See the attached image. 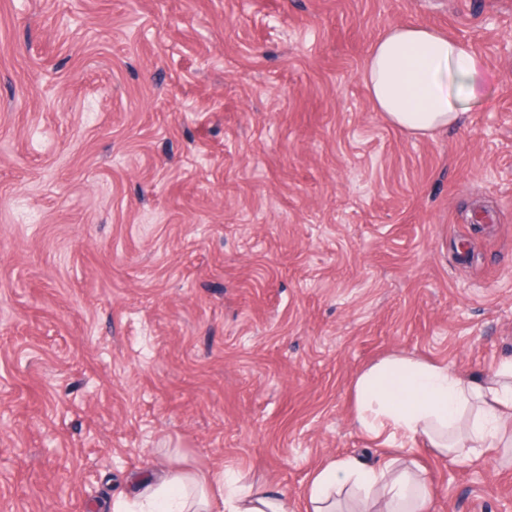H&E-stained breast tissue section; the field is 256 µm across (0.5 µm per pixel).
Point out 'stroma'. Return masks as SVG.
<instances>
[{
	"mask_svg": "<svg viewBox=\"0 0 512 512\" xmlns=\"http://www.w3.org/2000/svg\"><path fill=\"white\" fill-rule=\"evenodd\" d=\"M485 64L432 138L361 79L391 27ZM512 356V0H0V512L232 471L307 512L381 461L352 383ZM430 512H512V447L419 445Z\"/></svg>",
	"mask_w": 512,
	"mask_h": 512,
	"instance_id": "stroma-1",
	"label": "stroma"
}]
</instances>
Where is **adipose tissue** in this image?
<instances>
[{"mask_svg": "<svg viewBox=\"0 0 512 512\" xmlns=\"http://www.w3.org/2000/svg\"><path fill=\"white\" fill-rule=\"evenodd\" d=\"M484 64L463 40L416 25L388 30L372 46L362 79L376 111L420 137L459 124L468 103L485 98ZM354 419L367 435L401 436L383 464L333 460L311 477V512H337V495L355 486L363 504L380 512H428L430 486L405 468L411 444L423 442L455 461L474 460L500 447L512 419V360L477 382L453 366L412 356L385 358L359 373L352 385ZM288 512L287 501L255 485H235L226 474L210 478L180 467L140 475L117 508L139 512Z\"/></svg>", "mask_w": 512, "mask_h": 512, "instance_id": "1", "label": "adipose tissue"}]
</instances>
